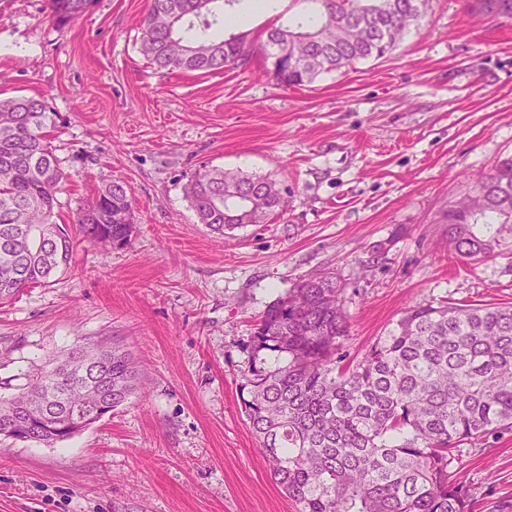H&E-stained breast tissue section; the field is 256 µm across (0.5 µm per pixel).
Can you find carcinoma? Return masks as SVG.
<instances>
[{"mask_svg": "<svg viewBox=\"0 0 512 512\" xmlns=\"http://www.w3.org/2000/svg\"><path fill=\"white\" fill-rule=\"evenodd\" d=\"M95 0H49L61 24ZM239 0H148L138 51L160 74L200 76L236 69L257 52L283 87L389 55L420 27L430 0H292L303 4L258 44L224 34L226 8ZM490 16L512 18V0H469ZM45 98H0V302L48 282L65 268L77 235L114 248L132 232V198L113 180L75 219L78 234L53 221L64 182L46 131ZM183 194L199 223L263 224L288 207V187L264 176L218 168L196 173ZM512 157L477 181V193L448 213L453 252L479 261L508 242ZM345 288L316 272L270 303L254 324L240 400L273 481L297 512H469L457 480L463 444L512 430V306L417 303L356 361L342 363L348 329ZM275 354L268 364L267 355ZM112 383V409L134 393L128 352L77 343L38 367L22 391L0 396V434L14 412L26 436L52 447L71 428L98 422L86 410L82 380L60 376L75 359Z\"/></svg>", "mask_w": 512, "mask_h": 512, "instance_id": "obj_1", "label": "carcinoma"}]
</instances>
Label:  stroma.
Returning <instances> with one entry per match:
<instances>
[{
	"label": "stroma",
	"mask_w": 512,
	"mask_h": 512,
	"mask_svg": "<svg viewBox=\"0 0 512 512\" xmlns=\"http://www.w3.org/2000/svg\"><path fill=\"white\" fill-rule=\"evenodd\" d=\"M146 0H96L58 25L47 0H0V92L45 97L65 172L55 221L126 183L133 233L80 241L49 284L0 304V393L79 340L118 343L139 384L55 446L0 436V512H296L241 411L256 315L302 277L335 273L356 359L417 302H512V248L448 252V213L512 157V20L431 0L385 58L281 88L261 56L200 76L139 54ZM235 7L258 37L298 12ZM288 187L287 210L217 235L183 185L202 167ZM470 512H512V431L463 449Z\"/></svg>",
	"instance_id": "obj_1"
}]
</instances>
